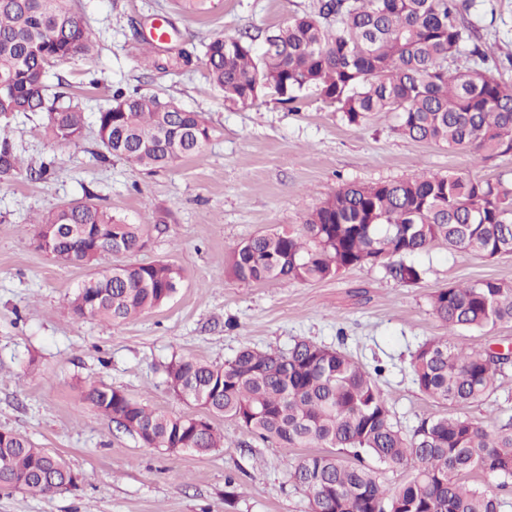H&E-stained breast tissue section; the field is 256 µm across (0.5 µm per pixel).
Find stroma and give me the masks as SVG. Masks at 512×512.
Listing matches in <instances>:
<instances>
[{"label":"stroma","mask_w":512,"mask_h":512,"mask_svg":"<svg viewBox=\"0 0 512 512\" xmlns=\"http://www.w3.org/2000/svg\"><path fill=\"white\" fill-rule=\"evenodd\" d=\"M311 2L74 0L95 33L96 53L51 69L50 93L73 98L90 117L119 88L174 99L208 121L202 158L151 171L115 158L104 162L96 156L95 124L87 125L77 149L53 142L42 114L0 116V132L26 162L56 161L42 179L23 170L0 173V430L59 452L80 476L75 488L53 496L0 490V512H309L276 442L224 419L223 447L205 455L164 452L146 447L84 398L87 385L103 383L174 414L192 412L165 382L175 357L221 365L245 346L285 353L308 340L366 370L382 367L377 384L404 431L446 413L410 369L420 345L448 333L430 295L481 279L512 285V255L420 252L412 261L424 275L411 286L381 264L317 282L248 284L228 271L239 243L296 227L348 184L422 171L512 180V155L477 163L464 150L400 135L389 114L353 126L313 90L293 109L271 93L242 104L214 90L204 38L268 34ZM468 18L492 49L496 77L512 83V0H472ZM155 24L169 33L158 56L185 50L191 65L156 70L142 63L143 37ZM87 198L144 225L143 248L76 265L38 249L33 217ZM152 261L182 275L165 306L119 324L74 316L70 302L84 280L117 264ZM465 413L491 431L512 422V364L496 390Z\"/></svg>","instance_id":"1"}]
</instances>
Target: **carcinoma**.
<instances>
[{"instance_id":"1","label":"carcinoma","mask_w":512,"mask_h":512,"mask_svg":"<svg viewBox=\"0 0 512 512\" xmlns=\"http://www.w3.org/2000/svg\"><path fill=\"white\" fill-rule=\"evenodd\" d=\"M468 0H315L265 37L216 35L205 44L210 83L224 99L252 102L272 90L283 104L319 91L350 125L377 113L394 116L395 130L417 142L460 148L476 160L512 154V84L495 77L478 28L464 13ZM95 41L71 0H0V115L47 114L52 140L83 142L82 108L46 95L54 65L93 54ZM472 64L450 69L461 55ZM97 141L108 157L146 168L203 156L210 129L203 117L154 93L122 91L96 113ZM18 162L0 140V172ZM36 237L51 234L45 253L85 264L102 254L143 246L142 225L89 202L43 215ZM487 259L512 254V184L466 173L422 172L393 182L339 188L297 231L254 236L231 254L229 269L244 283L322 281L349 268L389 261L391 275L416 284L422 270L405 257L434 247ZM181 275L163 262L116 265L85 280L71 305L76 317L122 323L165 305ZM433 314L448 335L411 355L419 389L451 412L424 419L410 435L394 420L374 375L346 354L300 340L288 351L241 349L215 365L175 357L168 385L206 415L152 409L119 388L90 385L85 400L145 445L208 454L224 446L218 419L234 421L285 454L290 480L309 508L321 512H500L497 493L469 483L476 472L512 485V426L489 431L463 413L488 397L509 363L472 349L464 332L512 323V286L482 279L435 291ZM376 462L408 469L390 493ZM64 458L12 430L0 432V488L48 496L72 487Z\"/></svg>"}]
</instances>
